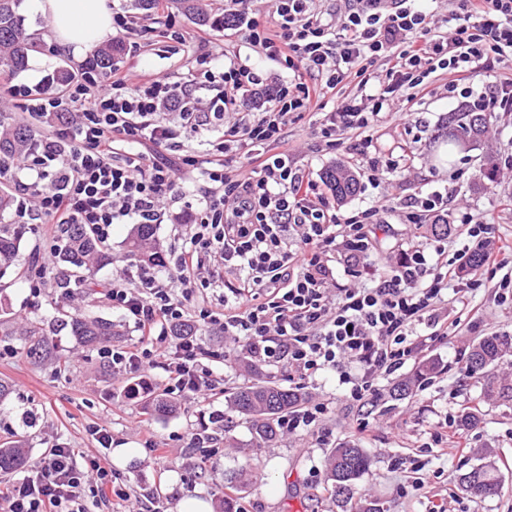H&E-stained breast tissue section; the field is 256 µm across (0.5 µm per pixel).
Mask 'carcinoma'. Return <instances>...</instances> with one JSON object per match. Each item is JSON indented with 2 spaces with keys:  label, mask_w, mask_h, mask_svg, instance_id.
I'll return each instance as SVG.
<instances>
[{
  "label": "carcinoma",
  "mask_w": 512,
  "mask_h": 512,
  "mask_svg": "<svg viewBox=\"0 0 512 512\" xmlns=\"http://www.w3.org/2000/svg\"><path fill=\"white\" fill-rule=\"evenodd\" d=\"M21 0H0V71L14 76L23 71L30 55L39 44L26 33L24 19L19 13ZM179 9L198 25L214 23L200 0H173ZM124 50L121 42L110 43L94 50L90 63L95 69L107 73ZM486 120L482 113L461 109L448 118V144L465 149L460 141L477 142L485 133ZM35 129L13 117L0 113V170L9 168L16 157L32 144ZM325 185L336 200L344 201L359 191L357 176L344 166H333L323 174ZM65 244L59 261L66 269L57 281L61 289L92 286L99 267L107 260L91 231L82 224H69L63 228ZM153 224L136 225L129 241L130 252L141 264L152 261L159 242ZM23 234L17 224H0V276L13 269L19 262V242ZM57 328L69 329L70 335L81 345L98 346L112 342L116 332L112 322L89 319L80 310H61L53 321L34 325L24 332L31 337L26 350L32 355L46 351L47 336ZM512 356V336L490 334L479 338L470 346L465 361V373H485L496 367L504 358ZM439 371V363L430 361L419 366L408 378L393 387V398L402 400L414 389L427 383ZM305 401L299 389L283 388L275 384L246 385L230 393L231 408L246 416L251 423L253 439L257 444L275 440L279 436V419ZM150 415H167L174 411L172 401L164 394L155 395L146 406ZM29 448L21 435L0 441V472L8 473L30 466ZM371 458L366 451L350 442H342L332 449L326 463V474L331 482V492L341 503L349 506L348 512H381L377 502L368 499L358 490V482L369 470ZM463 491L488 498L501 493L497 469L491 463L473 466L459 475Z\"/></svg>",
  "instance_id": "obj_1"
}]
</instances>
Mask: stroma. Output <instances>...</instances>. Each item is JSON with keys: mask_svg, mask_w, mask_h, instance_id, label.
<instances>
[{"mask_svg": "<svg viewBox=\"0 0 512 512\" xmlns=\"http://www.w3.org/2000/svg\"><path fill=\"white\" fill-rule=\"evenodd\" d=\"M19 12L27 31L44 34L39 64L13 76L16 84L33 85L56 76L60 69L78 72L79 62L61 52L49 41L50 23L32 11L22 0ZM176 24L185 44L168 39L165 14H153L146 30L137 35V48L127 50L121 64L134 71H149L174 78L185 76L192 66L199 30L183 14ZM211 39L223 45L228 58L253 66L263 83L274 77L288 78L292 72L284 62L259 59L247 44L244 32L209 27ZM430 95L414 99L404 106L406 128L392 129L382 124L373 134L378 139L382 158L407 136H415L414 159L409 168H380L378 184L360 177L356 196L344 201L343 212L371 205L381 191H388L392 207L387 220L391 229L380 235L377 251L365 265L368 277L361 283L370 287L375 276L385 274L403 251L413 246L433 247L435 236L418 224L402 221L403 206L413 194L433 190L446 195L451 206L468 207L481 212L495 235L512 237V110H486L487 138L445 161L440 151L448 139V117L459 106L448 96V78L434 75ZM319 121L309 115L288 127V156L307 166L314 175L330 165L347 161L348 145L355 136L345 138L344 146L326 149L315 134ZM500 158L498 174L487 180L480 174L485 156ZM49 245L40 224L24 227L20 243L23 264L19 273L7 275V287L0 291V305L10 310L16 330L39 320L51 319L62 295L55 281L60 265L48 261ZM45 267L46 276L40 294H32L29 278L36 268ZM481 288L469 292L466 303L452 300L443 305L442 314L459 320V327L448 330L447 339L422 352V359L438 360L441 366L426 390L414 391L402 401H394L389 391L399 377L411 374L406 365L398 374L378 382L374 395L364 404L344 400L339 375L332 370L319 373L307 385L309 400L327 404L326 419L311 431L284 434L269 444L256 445L244 417L230 412L224 394L244 384L287 385L290 368L287 361H250L243 343L200 327L198 339L223 347L228 355L223 373L209 404L199 406L186 397H178L176 414L149 417L145 412L149 390L163 387L166 372L156 367L146 373L137 391H129L127 377L103 368L97 349L76 345L72 336L59 332L51 341L55 354L30 358L20 337L8 340V352L0 354V380L10 384L11 402L0 413V436L12 432L26 435L32 458L56 445L75 450L79 455L98 454L97 442L89 429L99 424L112 435L113 447L131 448L135 456L128 464L113 463L120 487L131 495L153 493L158 507L179 512L184 497L194 496L208 502L211 512H224L227 488L238 491L244 512H343L326 483V460L338 443L352 441L372 457L368 473L359 486L375 499L383 512H512V401L488 402L484 399L486 380L463 372V355L479 337L501 333L512 336V303L501 302L498 280L474 270ZM479 407L481 421L474 428L472 450L463 456L446 441H437L433 433L446 417L458 416ZM223 412L231 427L216 430L207 447L195 444L207 415ZM367 432H360V423ZM161 448L154 457L153 448ZM490 454L499 469L502 492L494 498L480 499L463 493L457 476L465 461ZM427 472L430 480L416 486L418 472Z\"/></svg>", "mask_w": 512, "mask_h": 512, "instance_id": "stroma-1", "label": "stroma"}]
</instances>
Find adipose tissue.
Segmentation results:
<instances>
[{
  "mask_svg": "<svg viewBox=\"0 0 512 512\" xmlns=\"http://www.w3.org/2000/svg\"><path fill=\"white\" fill-rule=\"evenodd\" d=\"M34 11L51 21L50 37L60 50L81 60L112 34L109 0H31Z\"/></svg>",
  "mask_w": 512,
  "mask_h": 512,
  "instance_id": "obj_1",
  "label": "adipose tissue"
}]
</instances>
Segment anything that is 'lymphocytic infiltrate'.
<instances>
[{
	"label": "lymphocytic infiltrate",
	"mask_w": 512,
	"mask_h": 512,
	"mask_svg": "<svg viewBox=\"0 0 512 512\" xmlns=\"http://www.w3.org/2000/svg\"><path fill=\"white\" fill-rule=\"evenodd\" d=\"M449 27L433 33L425 0H356L345 12L319 10L315 0H277L274 24L250 19L251 0H225L224 26L245 29L258 55L285 61L291 80L264 91L249 121L246 95L257 83L252 68L229 61L206 33L186 77L120 68L88 67L59 94L43 82L4 83L0 94L17 102L21 120L45 130L15 162L34 172L37 190L17 184L15 217L21 224H83L107 243L116 224L163 223L168 206L181 204L194 222L181 250L158 255L151 266L124 270L106 294L136 346L103 347L113 373L140 377L163 362L164 390L204 402L215 388L212 363L225 356L173 327L193 322L245 337L251 355L287 358L291 380L302 388L321 371L334 370L344 397L363 403L379 376L415 360L427 344L447 338L439 306L449 282L457 298L480 287L462 280L470 252L447 265L444 246L435 262L421 249L405 252L371 288L338 284L332 254L344 247L348 270L359 265L379 231L388 226L390 198L341 214L309 169L292 164L286 130L305 114L321 112L319 135L328 148L358 132L352 148L369 170L372 129L387 120L401 126L400 105L429 95L431 76L448 75V91L468 106L512 107V77L485 86L483 73L512 61V0H449ZM383 62L385 79L371 68ZM356 82L354 93L326 103L329 92ZM212 91L201 103L200 90ZM206 130L203 148L184 151L188 133ZM467 234L481 238L480 267L496 275L512 263V239L490 237L478 212L460 211ZM236 272L227 280L225 271ZM223 283L219 308L193 305L196 289ZM98 455L78 459L55 447L23 477L0 490V512H87L88 498L112 486L106 448L110 432L94 426Z\"/></svg>",
	"instance_id": "lymphocytic-infiltrate-1"
}]
</instances>
